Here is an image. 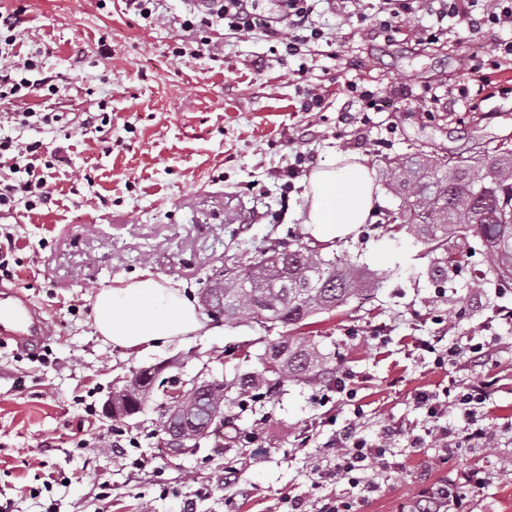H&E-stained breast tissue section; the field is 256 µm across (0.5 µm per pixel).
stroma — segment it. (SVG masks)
<instances>
[{
  "label": "stroma",
  "mask_w": 512,
  "mask_h": 512,
  "mask_svg": "<svg viewBox=\"0 0 512 512\" xmlns=\"http://www.w3.org/2000/svg\"><path fill=\"white\" fill-rule=\"evenodd\" d=\"M1 10L20 11L15 51H40L39 75L57 86L29 106L64 117L23 134L63 149L62 162L46 172L50 201L31 211L17 205L0 223V260L52 327L34 354L0 343L6 512H288L295 497L317 512L320 498L351 492L343 480L316 481L336 464L337 434L349 429L377 443L393 428L401 431L391 450L400 467L377 475L379 490L358 512H401L419 490L452 483L461 469L485 476L467 491L469 512H512V327L491 319L497 307H512V283L472 288L488 269L478 250L436 279L422 245L387 223L400 198L383 176L387 160L417 151H489L512 140V96L470 95L451 112L422 111L419 101L429 90L475 86L468 58L489 60L498 30L483 29L468 44L422 43L414 19L387 36L373 18L346 20L321 4L314 20L328 38L300 59L261 24L239 34L220 25L181 31L184 0H157L153 20L125 0H0ZM203 38L210 46L199 56H175ZM351 83L381 92L388 107L363 125L342 121ZM308 87L323 98L310 112ZM88 112L106 125L82 128ZM340 152L365 159L380 201L366 224L321 249L376 271L373 298L271 331L208 317L182 342L143 353L112 348L96 332L91 298L116 277L148 268L197 299L230 258L245 262L305 234L304 189ZM310 335L337 372L351 373L348 393L287 382L238 417L252 440L211 436L179 455L160 447L164 388L195 377L233 379L258 368L268 340ZM436 337L496 340L479 370L494 389L487 447L408 445L407 432L424 418L417 395L441 390L452 376L469 378L418 349ZM143 369L158 381L146 411L106 417L107 399ZM138 459L147 463L139 473ZM50 472L57 479L48 488Z\"/></svg>",
  "instance_id": "35a3bbf8"
}]
</instances>
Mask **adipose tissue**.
<instances>
[{"mask_svg":"<svg viewBox=\"0 0 512 512\" xmlns=\"http://www.w3.org/2000/svg\"><path fill=\"white\" fill-rule=\"evenodd\" d=\"M377 188L372 172L355 155H336L316 169L304 191L303 222L311 236L330 242L367 223ZM94 326L113 347L128 352L153 350L203 328V318L180 283L143 269L136 278L117 277L98 291Z\"/></svg>","mask_w":512,"mask_h":512,"instance_id":"obj_1","label":"adipose tissue"}]
</instances>
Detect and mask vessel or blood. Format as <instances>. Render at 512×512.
Returning <instances> with one entry per match:
<instances>
[{
    "label": "vessel or blood",
    "instance_id": "1",
    "mask_svg": "<svg viewBox=\"0 0 512 512\" xmlns=\"http://www.w3.org/2000/svg\"><path fill=\"white\" fill-rule=\"evenodd\" d=\"M50 334L46 318L19 287L0 290V340L18 350L41 346Z\"/></svg>",
    "mask_w": 512,
    "mask_h": 512
}]
</instances>
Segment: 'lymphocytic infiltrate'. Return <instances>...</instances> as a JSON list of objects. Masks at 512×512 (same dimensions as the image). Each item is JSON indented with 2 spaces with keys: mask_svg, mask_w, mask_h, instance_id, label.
<instances>
[{
  "mask_svg": "<svg viewBox=\"0 0 512 512\" xmlns=\"http://www.w3.org/2000/svg\"><path fill=\"white\" fill-rule=\"evenodd\" d=\"M317 0H283L279 20L284 25L282 43L291 56L304 55L309 44L325 39V32L317 27L312 14ZM427 16V23L418 25V36L426 41L439 39L450 33L462 42L471 41L482 28H498L512 33V0H376L374 18L386 31H396L403 17L412 14ZM455 19L454 28H447V19ZM38 56L30 55L15 65L0 62V101L22 100L38 94L50 84L49 79L30 80V72L39 70ZM15 136L0 137V167L8 168L12 179L0 180V212L24 204L35 209L49 199L47 180L30 158L37 154L39 143L22 142L19 133L38 125L59 122L55 112H36L26 109L10 113ZM492 395V384L487 380H474L466 387H458L456 380H449L441 395L421 394L417 403L425 412L424 435L440 441L455 439L472 447H484L493 435L485 422L482 409ZM458 408L462 424L455 433H448L439 420L448 408ZM385 449L363 439H345L336 454L335 476L347 480L350 486L364 482L368 459H384ZM476 471H459L452 487H440L434 491H421L413 512H467L468 505L463 493L465 487L479 483Z\"/></svg>",
  "mask_w": 512,
  "mask_h": 512,
  "instance_id": "obj_1",
  "label": "lymphocytic infiltrate"
}]
</instances>
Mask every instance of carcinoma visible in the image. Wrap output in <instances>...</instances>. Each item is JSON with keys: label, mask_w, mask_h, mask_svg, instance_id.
<instances>
[{"label": "carcinoma", "mask_w": 512, "mask_h": 512, "mask_svg": "<svg viewBox=\"0 0 512 512\" xmlns=\"http://www.w3.org/2000/svg\"><path fill=\"white\" fill-rule=\"evenodd\" d=\"M384 175L401 197L393 221L406 226L424 254L435 256V272L459 267L477 242L489 259V275L512 280V144L504 141L491 152L465 148L441 157L418 152L389 162ZM379 284L366 267L327 259L294 236L280 248L224 270V278L208 283L203 292L210 307L224 298V322L250 319L269 331L347 304ZM286 379L328 386L336 382V369L328 366L311 336L273 341L261 369L230 381L209 380L179 407L161 403V431L169 434L187 416L195 426L181 438L194 437L190 445L196 448L202 432L234 427L235 416L224 410L228 392L235 393L236 407L243 412ZM148 392L130 386L115 396L125 412L134 414L145 407Z\"/></svg>", "instance_id": "carcinoma-1"}]
</instances>
